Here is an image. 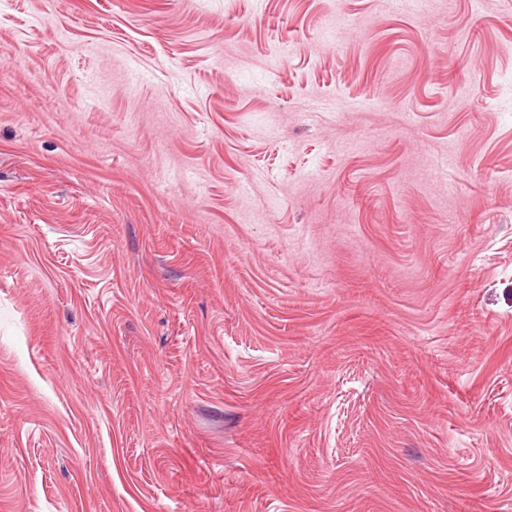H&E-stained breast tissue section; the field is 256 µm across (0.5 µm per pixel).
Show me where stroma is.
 <instances>
[{"mask_svg":"<svg viewBox=\"0 0 512 512\" xmlns=\"http://www.w3.org/2000/svg\"><path fill=\"white\" fill-rule=\"evenodd\" d=\"M0 512H512V0H0Z\"/></svg>","mask_w":512,"mask_h":512,"instance_id":"35a3bbf8","label":"stroma"}]
</instances>
